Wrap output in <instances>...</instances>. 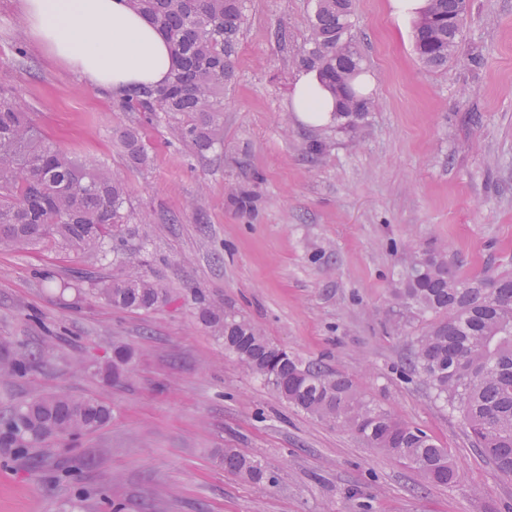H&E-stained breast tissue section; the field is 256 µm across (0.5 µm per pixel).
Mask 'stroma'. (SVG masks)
<instances>
[{
    "label": "stroma",
    "mask_w": 512,
    "mask_h": 512,
    "mask_svg": "<svg viewBox=\"0 0 512 512\" xmlns=\"http://www.w3.org/2000/svg\"><path fill=\"white\" fill-rule=\"evenodd\" d=\"M0 0V85L58 147L123 180L147 276L168 303L113 307L97 287L112 259L51 244L0 250V344L29 357L0 375V414L46 393L95 397L111 422L77 447H0V512H512V479L475 448L458 411L406 369L416 332L386 317L411 252L442 250L460 276L512 268V0H473L447 69L418 60L412 21L353 0L373 109L357 133L300 122L287 104L312 0H248L224 92V133L206 157L160 117L124 111L23 29ZM28 67H21L20 58ZM140 127L134 167L119 138ZM326 145L309 155L308 141ZM242 314L274 345L350 378L454 457L431 483L355 435L297 411L246 372L198 317V298ZM125 346L120 380L97 363ZM264 464L255 484L225 449Z\"/></svg>",
    "instance_id": "stroma-1"
}]
</instances>
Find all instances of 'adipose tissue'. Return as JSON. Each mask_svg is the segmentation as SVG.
<instances>
[{
    "label": "adipose tissue",
    "instance_id": "ef3b65f1",
    "mask_svg": "<svg viewBox=\"0 0 512 512\" xmlns=\"http://www.w3.org/2000/svg\"><path fill=\"white\" fill-rule=\"evenodd\" d=\"M25 32L93 86L121 94L167 82V41L128 0H22ZM288 109L305 123L332 122L334 93L316 72L301 71Z\"/></svg>",
    "mask_w": 512,
    "mask_h": 512
}]
</instances>
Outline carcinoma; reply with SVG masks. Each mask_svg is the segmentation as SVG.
<instances>
[{"label": "carcinoma", "instance_id": "cac0c4a2", "mask_svg": "<svg viewBox=\"0 0 512 512\" xmlns=\"http://www.w3.org/2000/svg\"><path fill=\"white\" fill-rule=\"evenodd\" d=\"M169 43L174 65L167 83L142 87L123 97L129 112L163 113L197 155L211 152L223 136L224 89L235 79L233 58L245 23L246 0H128ZM456 0H426L421 16L435 22L414 27L422 64L441 70L456 52L438 21L456 12ZM308 35L295 59L315 70L332 91L343 59L336 56L339 16L336 0H315ZM356 112L334 113L336 130L349 133L365 122L369 102L357 93ZM121 142L137 167L149 157L135 127ZM128 189L117 178L50 142L28 117L22 96L0 86V249L22 250L53 243L77 258L117 252L136 235L129 225ZM126 273L97 292L115 307L150 310L167 293L147 279L137 250H123ZM386 311L398 330L419 325L407 359L408 372L457 410L474 444L503 476L512 477V272L461 279L436 252L414 254L392 289ZM199 317L224 341L248 373L261 378L289 405L350 431L440 484L457 476L450 451L423 430L403 424L351 379L319 363L281 359L278 347L245 316L199 300ZM118 347L97 374L112 378L128 364ZM112 418V408L93 397L48 393L12 409L0 435L17 453L51 434L65 443L83 429L96 431ZM224 469L247 481L266 479L265 466L233 448L224 449Z\"/></svg>", "mask_w": 512, "mask_h": 512}]
</instances>
